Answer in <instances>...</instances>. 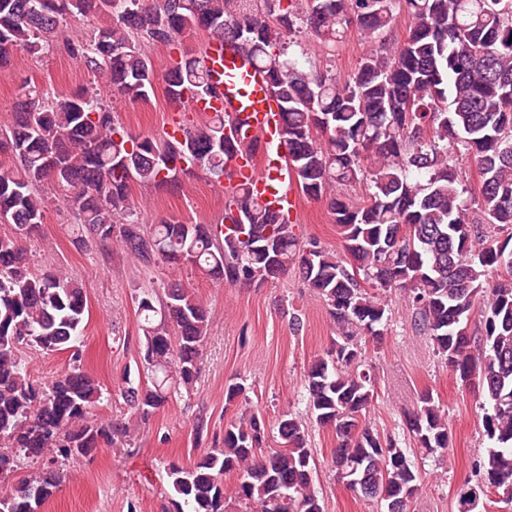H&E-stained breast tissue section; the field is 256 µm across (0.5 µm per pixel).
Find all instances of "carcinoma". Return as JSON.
<instances>
[{
    "label": "carcinoma",
    "instance_id": "carcinoma-1",
    "mask_svg": "<svg viewBox=\"0 0 512 512\" xmlns=\"http://www.w3.org/2000/svg\"><path fill=\"white\" fill-rule=\"evenodd\" d=\"M75 15L102 24L89 38H67L64 23ZM402 17L403 38L387 39ZM352 26L379 45L344 81L290 57L301 34L337 45ZM192 30L234 46L266 75L296 186L309 197L340 190L329 209L344 256L303 243L246 183L226 195L219 227L177 216L140 222L132 184L168 189L195 167L219 181L233 156L260 153L261 140L226 113L158 141L125 131L87 86L53 95L22 82L0 128V224L16 229L0 235V512H42L70 464L128 429L94 417L111 393L76 348L83 283L31 269L25 241L54 201L73 209L82 247L115 244L145 271L186 264L254 288L294 271L336 324L331 346L304 374L306 416L286 409L271 423L251 412L225 424L221 439L197 419L196 443L210 446L190 465H165L176 512H323L314 426L336 434L332 460L349 491L380 512H407L422 488L414 453L444 457L449 435L429 391L406 415L411 448L362 422L375 379L361 343L385 335L394 288L460 384L476 374L490 446L474 463L473 486L512 506V0H0V69L16 52L41 58L61 43L115 97L146 101L159 79L171 101L213 97L203 56L183 55L159 74L145 52ZM463 159L477 171L472 188ZM504 229L501 239L495 231ZM477 307L475 358L468 326ZM138 309L145 376L125 378L120 393L145 420L195 383L210 311L177 282L161 294L142 290ZM25 349L69 351L70 366L39 383Z\"/></svg>",
    "mask_w": 512,
    "mask_h": 512
}]
</instances>
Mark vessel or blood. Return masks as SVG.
I'll use <instances>...</instances> for the list:
<instances>
[{"label": "vessel or blood", "mask_w": 512, "mask_h": 512, "mask_svg": "<svg viewBox=\"0 0 512 512\" xmlns=\"http://www.w3.org/2000/svg\"><path fill=\"white\" fill-rule=\"evenodd\" d=\"M204 51L206 67L218 94L212 99H185V110L206 115L233 112L245 120L251 134L260 137L269 151L260 161L234 158L229 164L228 187L249 182L263 203L290 220H297L298 197L291 173L283 162L282 151L273 148L279 136L281 116L268 82L261 71L230 45L210 40L205 42Z\"/></svg>", "instance_id": "vessel-or-blood-1"}]
</instances>
